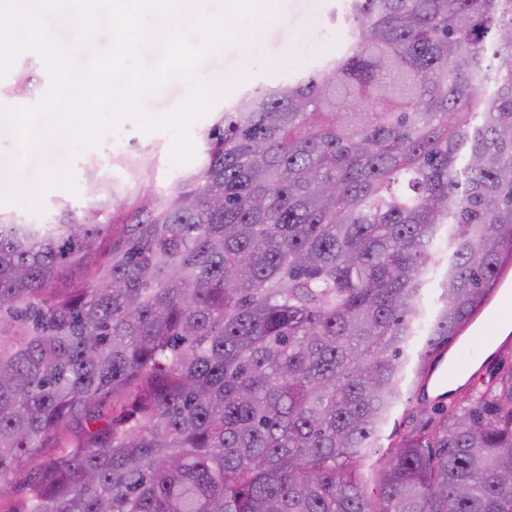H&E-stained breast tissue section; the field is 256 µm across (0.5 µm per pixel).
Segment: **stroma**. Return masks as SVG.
<instances>
[{
    "label": "stroma",
    "instance_id": "35a3bbf8",
    "mask_svg": "<svg viewBox=\"0 0 512 512\" xmlns=\"http://www.w3.org/2000/svg\"><path fill=\"white\" fill-rule=\"evenodd\" d=\"M335 0H272L269 12L259 20L246 19L241 23L242 35L238 42L224 46L205 57L198 64L195 77L224 92L212 109L194 122L190 135L195 155L190 162L175 164L170 159L172 137L166 132L143 134L133 120L119 123L114 131L106 133L95 147L79 155H72L69 147L60 141L46 143L27 154L19 176L20 184L36 182L43 167H58L72 162L75 191L62 188L48 190L41 209L29 204H0V216L25 223H55L63 207L81 211L95 201L90 188L96 182L124 183L126 172L115 159L124 154H141L149 166L140 181L142 190L165 189L170 183L200 168L205 159V134L245 90L259 86H273L292 73L302 72L335 52L338 42L336 29L328 22L335 8ZM235 74L233 83H225V74ZM194 77V78H195ZM48 86V78L41 59L34 53L18 56L12 69L0 78V106H22L37 103ZM405 403L391 413L378 447L365 449L361 457L364 471L375 469L386 456L389 437L395 429L408 425L411 416H437L450 405L460 402L461 394L443 396L434 383L409 382L405 388Z\"/></svg>",
    "mask_w": 512,
    "mask_h": 512
}]
</instances>
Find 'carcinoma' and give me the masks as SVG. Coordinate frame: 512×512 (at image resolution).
Returning a JSON list of instances; mask_svg holds the SVG:
<instances>
[{
  "mask_svg": "<svg viewBox=\"0 0 512 512\" xmlns=\"http://www.w3.org/2000/svg\"><path fill=\"white\" fill-rule=\"evenodd\" d=\"M331 20L343 47L244 93L165 192L0 217V512H512V364L403 430L377 498L358 470L411 341L512 261V0Z\"/></svg>",
  "mask_w": 512,
  "mask_h": 512,
  "instance_id": "obj_1",
  "label": "carcinoma"
}]
</instances>
